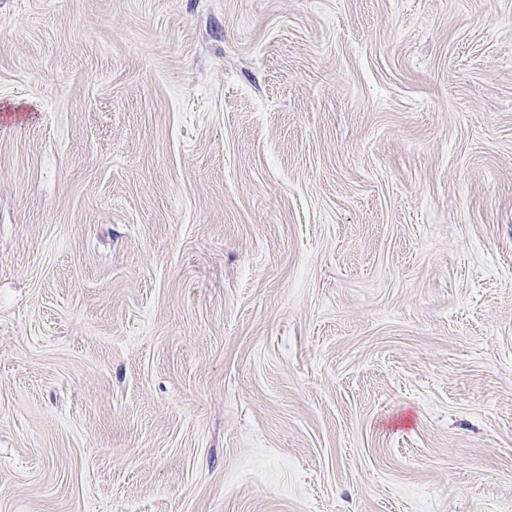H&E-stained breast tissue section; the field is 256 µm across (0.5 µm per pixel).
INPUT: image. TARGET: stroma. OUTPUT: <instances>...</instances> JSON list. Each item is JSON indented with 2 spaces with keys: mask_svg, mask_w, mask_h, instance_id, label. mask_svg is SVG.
<instances>
[{
  "mask_svg": "<svg viewBox=\"0 0 512 512\" xmlns=\"http://www.w3.org/2000/svg\"><path fill=\"white\" fill-rule=\"evenodd\" d=\"M0 512H512V0H0Z\"/></svg>",
  "mask_w": 512,
  "mask_h": 512,
  "instance_id": "stroma-1",
  "label": "stroma"
}]
</instances>
